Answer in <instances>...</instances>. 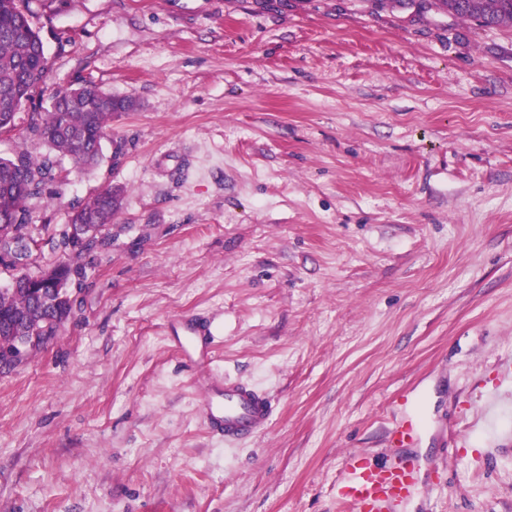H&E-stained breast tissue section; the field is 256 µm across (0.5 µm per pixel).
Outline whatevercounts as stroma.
<instances>
[{"label":"stroma","mask_w":512,"mask_h":512,"mask_svg":"<svg viewBox=\"0 0 512 512\" xmlns=\"http://www.w3.org/2000/svg\"><path fill=\"white\" fill-rule=\"evenodd\" d=\"M420 2L19 0L49 67L0 154L46 152L65 88L139 107L32 207L42 239L124 190L78 310L0 372V512H336L354 453L419 461L399 512H512V437L465 428L512 394V28ZM191 315L274 401L237 446L167 336ZM422 427V418L413 412L406 419L394 424L388 434L389 443L394 448H409Z\"/></svg>","instance_id":"stroma-1"}]
</instances>
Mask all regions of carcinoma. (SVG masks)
I'll use <instances>...</instances> for the list:
<instances>
[{
	"mask_svg": "<svg viewBox=\"0 0 512 512\" xmlns=\"http://www.w3.org/2000/svg\"><path fill=\"white\" fill-rule=\"evenodd\" d=\"M429 6L486 27H512V0H430ZM47 68L43 42L17 0H0V133L12 129L19 104L30 98ZM134 106L130 98L115 97L95 86H80L58 92L47 111L31 113L27 131L44 141L49 151L38 158L24 150L0 156V243L4 247H9L12 239L32 238L29 204L45 199L49 186L59 179L63 162H69L78 173L96 167L112 114ZM122 200L117 188L71 206L68 223L81 224L95 236L79 247L66 230L48 236L52 249L60 252L53 270L65 281V293L42 300L28 287L1 288L0 336L9 335L13 323L24 321L31 350L37 351L57 335L87 279L85 268L73 264V259L111 244L105 231Z\"/></svg>",
	"mask_w": 512,
	"mask_h": 512,
	"instance_id": "1",
	"label": "carcinoma"
}]
</instances>
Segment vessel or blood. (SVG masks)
Listing matches in <instances>:
<instances>
[{
  "mask_svg": "<svg viewBox=\"0 0 512 512\" xmlns=\"http://www.w3.org/2000/svg\"><path fill=\"white\" fill-rule=\"evenodd\" d=\"M179 333L183 339V363L197 370L208 367L213 361L211 322L198 316L181 318ZM506 402L501 393L489 392L472 420L473 431L496 432ZM204 413L211 431L222 435L225 444L233 445L262 432L273 418L274 406L257 386L228 379L223 385L208 389ZM421 427V416L409 415L392 426L388 434L390 445L411 446ZM422 489L420 469L413 458L374 465L355 456L346 463L340 503L348 512H397L402 502Z\"/></svg>",
  "mask_w": 512,
  "mask_h": 512,
  "instance_id": "vessel-or-blood-1",
  "label": "vessel or blood"
}]
</instances>
